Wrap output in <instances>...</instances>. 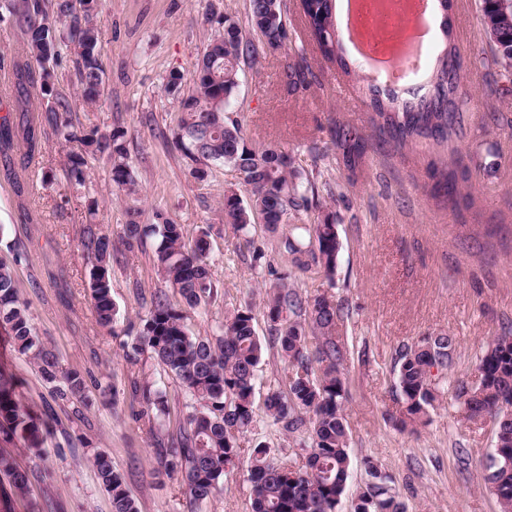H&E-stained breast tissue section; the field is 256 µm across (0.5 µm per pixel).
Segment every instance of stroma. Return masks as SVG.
<instances>
[{"label": "stroma", "mask_w": 512, "mask_h": 512, "mask_svg": "<svg viewBox=\"0 0 512 512\" xmlns=\"http://www.w3.org/2000/svg\"><path fill=\"white\" fill-rule=\"evenodd\" d=\"M247 6L248 0H101L93 24L105 73L93 106L81 102L73 57L62 51L55 86L71 100L76 123L124 130L127 163L140 193L136 204L113 185L107 158L89 162L83 185L67 177L71 147L40 121L46 101L39 70L25 51V33L0 22V118H7L13 132L10 142L0 144V258L13 270L39 343L63 369L81 374L88 396L78 408L54 399L53 384L31 356L4 342L0 328V354L11 359L23 381L21 401L40 415L52 411L58 420L41 454L18 452L32 477L31 496L41 504L63 502L67 512H112L92 465L95 453L103 452L124 474L139 512H187L178 474H165L155 450L176 434L196 400L149 349L134 347L153 294L165 292L174 304L180 297L154 264L156 237L131 249L121 240L125 224L167 219L184 226L189 242L200 227L210 232L218 295L187 311L188 334L215 338L225 316L248 305L256 332L267 343L254 422L238 439L240 459L197 512H252L247 467L255 443L271 448L276 463L296 468L306 461L303 433L273 424L263 405L269 391L285 389L289 375L269 343L263 315L267 292L282 283L302 296L341 301L349 309L339 338L350 350L344 413L352 469L338 512H352L368 459L391 478L408 512H499L484 481L493 424L468 420L454 395L459 383L476 381L478 359L490 339L512 330V137L504 133L512 124V95L501 98L490 91L497 68L478 2L448 0L443 7L430 0L426 14L425 65L442 46L444 20L463 60L462 134L403 149L376 130L351 82L308 41L299 0H287V46L242 69L232 109L254 144L292 153L296 167L316 186L315 205L289 214L274 230L251 224L253 245L244 248L222 209L225 189L240 187L241 181L221 166L211 167L205 180L192 177L188 160L173 144L180 114L165 85L169 73L178 71L185 76L182 93H191L193 66L212 33L206 14L214 8L243 25ZM294 67L307 73V84L287 82L285 73ZM338 124L355 128L368 141L352 173L336 163L331 131ZM31 129L37 134L32 149L26 143ZM438 166L469 171V201L454 209L436 196ZM327 214L340 243L334 271L314 264L299 269L283 245L289 225L317 222ZM90 224L112 241L115 316L107 327L98 323L87 288L91 261L81 238ZM438 333L454 340L444 395L427 423L399 431L391 420L401 407L396 353ZM109 386L118 392L117 404L101 395ZM146 388L163 393L169 418L159 422L143 414L134 392Z\"/></svg>", "instance_id": "1"}]
</instances>
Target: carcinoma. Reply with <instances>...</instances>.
<instances>
[{
  "mask_svg": "<svg viewBox=\"0 0 512 512\" xmlns=\"http://www.w3.org/2000/svg\"><path fill=\"white\" fill-rule=\"evenodd\" d=\"M303 18L311 40L317 42L322 57L349 73V63L336 36L332 0H300ZM99 0H86L82 10L71 0H0V21L13 20L26 35L27 51L42 70L41 94L53 100L45 111V121L56 136L77 146L68 156L67 175L83 183L88 159H112V182L129 195L137 193L134 176L124 162L122 130L103 131L83 127L72 120V104L51 82L46 64L60 55L55 22H66L67 47L74 56L79 75L81 98L87 104L101 96L103 63L98 51L99 33L92 16ZM484 29L496 36L495 62L512 60V18L503 17L500 0H481ZM287 4L284 0H248L245 31L237 21L212 14L207 23H224V33L208 39L192 78L194 90L180 96L184 74L173 71L166 82L168 93L177 97L181 116L174 131L176 146L196 167L191 174L198 180L207 176L210 166L238 169L245 175L248 199L230 187L224 191V223L244 230L258 216L265 224L282 223V215L308 211L313 207L314 184L300 181L301 172L294 157L275 146L257 147L244 136L242 126L230 116V106L238 88L241 65L253 64L259 54L282 45L288 38ZM460 60L457 47L450 43L438 59L427 91L412 99L391 95L379 98L370 86L368 94L374 109L372 121L401 147L419 139L448 141L462 132L463 110L459 102L457 75ZM332 143L345 167L354 169L363 153L361 137L354 128L337 126ZM446 201L455 206L468 196L461 187L468 182L461 176L440 173ZM159 242L154 261L165 280L174 288L183 306H174L163 294L155 295L147 319L136 337L137 343L151 350L164 371L178 379L199 401L200 408L188 417L171 447L157 449L168 472H178L186 487L189 504L210 498L234 466L240 448L237 437L247 432L255 414V387L264 345L256 334L254 314L249 306L225 318L224 333L215 340L189 335L185 309H195L217 294L208 261V231H200L191 246L186 245L182 225L164 221L154 227ZM84 248L92 259L88 288L99 323L114 320L112 304V241L87 228ZM284 248L295 255L301 269L307 255L325 272L335 269L339 240L330 214L314 224H291ZM265 315L272 326V337L292 373L287 391L268 392L266 415L287 432L307 434V460L292 471L269 460L270 448L259 443L250 452L247 469L252 488V512H337L350 476L349 433L344 419L346 400L344 366L347 350L336 341L344 320V306L324 297L302 298L281 284L268 294ZM0 326L7 341L21 354L34 353L42 375L62 379L55 396L61 400L82 401L83 377L76 371L59 369L57 358L38 347L26 306L20 301L10 267L0 261ZM496 336L478 359V378L460 386L455 397L470 419L490 418L496 424L494 447L512 451V345L505 346ZM449 336H427L415 345H405L396 353L395 371L401 410L394 424L413 428L429 419L444 390L443 380L452 366L453 348ZM21 381L12 364L0 358V512H17L18 503L29 493V472L22 468L13 449L22 446L37 454L44 436L50 432L48 419L36 417L21 403ZM146 411L159 419L168 415L163 397L149 390L142 392ZM93 466L112 501V512H138L130 498L122 473L112 459L101 452ZM367 480L357 492L353 512H406L399 494L386 480L377 477L379 467L365 462ZM498 484L489 485L500 512H512V465L500 469Z\"/></svg>",
  "mask_w": 512,
  "mask_h": 512,
  "instance_id": "obj_1",
  "label": "carcinoma"
}]
</instances>
